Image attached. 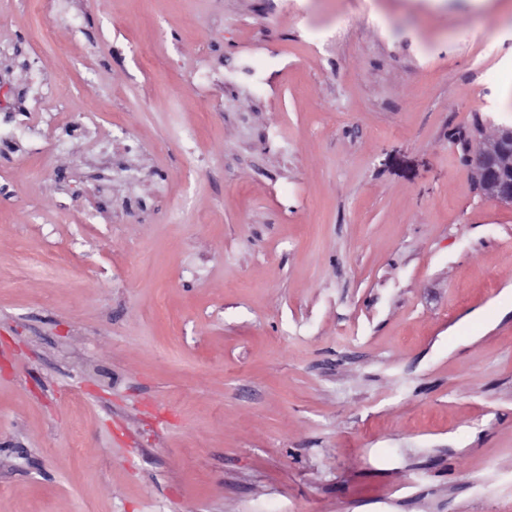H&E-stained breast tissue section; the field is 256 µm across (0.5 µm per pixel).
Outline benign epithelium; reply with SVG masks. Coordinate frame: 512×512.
<instances>
[{
  "label": "benign epithelium",
  "instance_id": "7a95c632",
  "mask_svg": "<svg viewBox=\"0 0 512 512\" xmlns=\"http://www.w3.org/2000/svg\"><path fill=\"white\" fill-rule=\"evenodd\" d=\"M512 155V126L500 128L496 147L477 144L470 148L466 163L476 176L480 191L512 206V168H504L503 155Z\"/></svg>",
  "mask_w": 512,
  "mask_h": 512
}]
</instances>
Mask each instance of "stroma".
<instances>
[{"label": "stroma", "mask_w": 512, "mask_h": 512, "mask_svg": "<svg viewBox=\"0 0 512 512\" xmlns=\"http://www.w3.org/2000/svg\"><path fill=\"white\" fill-rule=\"evenodd\" d=\"M512 0H0V512H512ZM496 147L476 144L466 155V163L476 176L480 191L512 206V168H504L502 155H512V126H502Z\"/></svg>", "instance_id": "1"}]
</instances>
